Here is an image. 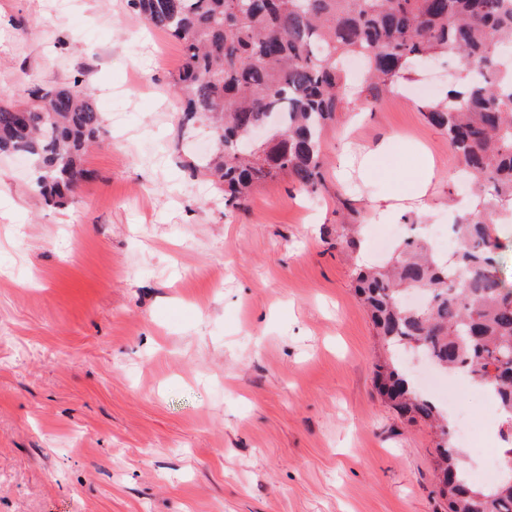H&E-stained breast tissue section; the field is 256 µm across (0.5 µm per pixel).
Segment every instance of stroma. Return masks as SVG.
Segmentation results:
<instances>
[{"instance_id":"obj_1","label":"stroma","mask_w":512,"mask_h":512,"mask_svg":"<svg viewBox=\"0 0 512 512\" xmlns=\"http://www.w3.org/2000/svg\"><path fill=\"white\" fill-rule=\"evenodd\" d=\"M178 41L127 0H0V98L79 78L109 131L92 177L44 205L29 165L0 158V512H436V438L374 388L395 356L353 285L379 263L364 205L429 148L428 209L395 244L464 206L421 82L350 95L323 134L319 194L290 179L225 205L193 173L209 140L182 120ZM374 168L341 178L345 137Z\"/></svg>"}]
</instances>
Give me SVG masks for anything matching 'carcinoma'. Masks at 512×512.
Returning <instances> with one entry per match:
<instances>
[{
	"instance_id": "carcinoma-1",
	"label": "carcinoma",
	"mask_w": 512,
	"mask_h": 512,
	"mask_svg": "<svg viewBox=\"0 0 512 512\" xmlns=\"http://www.w3.org/2000/svg\"><path fill=\"white\" fill-rule=\"evenodd\" d=\"M146 24L177 39L172 77L183 120L208 124L215 147L202 174L224 187L226 204L288 177L302 191L324 187L321 135L343 111L342 61L361 58L379 99L435 55L460 61L445 97L424 103L473 180L478 208L457 214L461 240L446 263L408 238L387 264L359 268L356 292L386 345L421 352L437 367L492 391L512 426V290L499 277V219L512 201V0H129ZM270 112L280 124L246 150ZM105 134L92 90L80 80L30 90L24 104L0 100V155L38 165L43 200L64 204L90 173L87 148ZM375 388L401 415L429 423L440 512H512V478L472 484L447 419L394 359L376 366Z\"/></svg>"
}]
</instances>
